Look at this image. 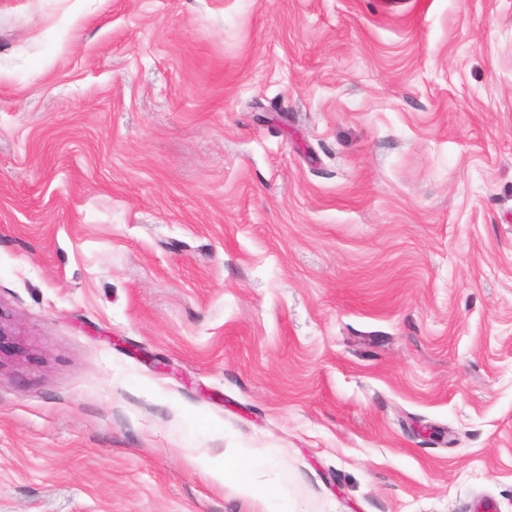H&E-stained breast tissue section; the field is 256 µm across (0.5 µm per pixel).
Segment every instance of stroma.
<instances>
[{
	"label": "stroma",
	"mask_w": 512,
	"mask_h": 512,
	"mask_svg": "<svg viewBox=\"0 0 512 512\" xmlns=\"http://www.w3.org/2000/svg\"><path fill=\"white\" fill-rule=\"evenodd\" d=\"M0 311V512H512V0H0Z\"/></svg>",
	"instance_id": "stroma-1"
}]
</instances>
